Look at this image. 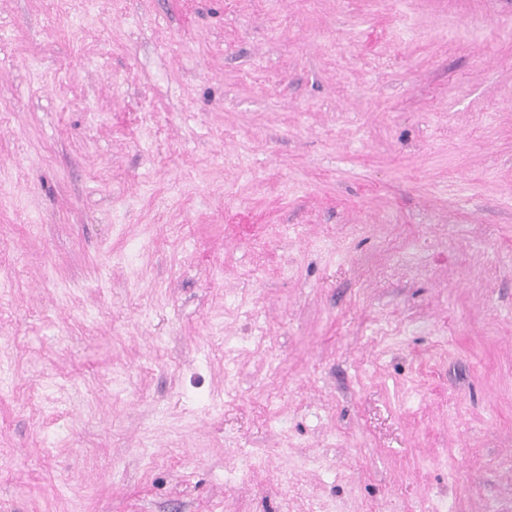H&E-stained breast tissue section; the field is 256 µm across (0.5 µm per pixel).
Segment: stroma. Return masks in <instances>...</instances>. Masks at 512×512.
Returning a JSON list of instances; mask_svg holds the SVG:
<instances>
[{
    "label": "stroma",
    "mask_w": 512,
    "mask_h": 512,
    "mask_svg": "<svg viewBox=\"0 0 512 512\" xmlns=\"http://www.w3.org/2000/svg\"><path fill=\"white\" fill-rule=\"evenodd\" d=\"M0 512H512V0H0Z\"/></svg>",
    "instance_id": "35a3bbf8"
}]
</instances>
